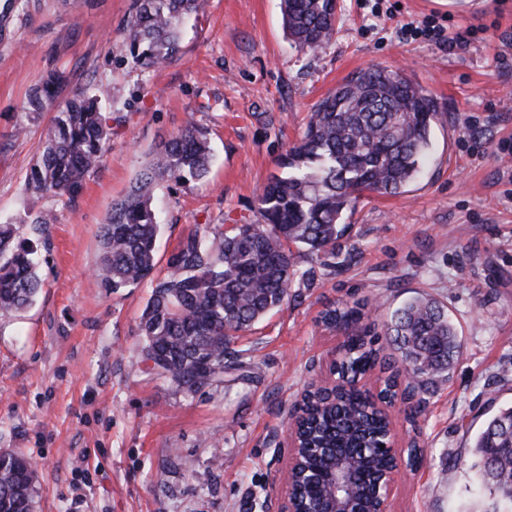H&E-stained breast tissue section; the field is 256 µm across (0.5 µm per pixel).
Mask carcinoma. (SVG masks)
I'll list each match as a JSON object with an SVG mask.
<instances>
[{"mask_svg":"<svg viewBox=\"0 0 512 512\" xmlns=\"http://www.w3.org/2000/svg\"><path fill=\"white\" fill-rule=\"evenodd\" d=\"M205 0H137L133 21L119 46L145 68L159 67L181 51L185 18ZM288 38L304 52L326 48L336 32L337 0H280ZM64 72L54 71L27 95L25 110L37 114L65 91ZM106 91L76 93L65 99L39 147L25 191L33 199L74 196L84 177L109 149L112 113L104 111ZM437 114L432 96L421 86L384 68L361 70L340 83L310 113L304 136L280 160L286 169L273 177L256 200L257 221L198 224L170 254L165 274L154 277L161 224L152 207L162 180L183 183L207 175L210 147L206 133L188 122L168 138L139 172L135 185L100 225L101 254L94 273L115 292L148 280L151 295L141 314V362L183 393L224 381L229 346L288 299L297 277L292 248L311 254L336 246L363 192L396 196L422 171ZM37 242L20 224H0V315L33 304L44 282L36 260ZM359 303H344L322 316L329 328L348 329L363 319ZM397 353L379 361L377 333L370 327L352 334L336 364L337 379L350 388L339 401L323 404L305 396L301 425L311 448L308 464L326 468L333 454L356 460L354 484L370 488L372 475L389 464L381 448L387 421L367 405L359 379L377 363L387 373L382 392L396 386L401 370H411L408 397L420 415L423 387L449 375L460 354L457 330L436 301L416 298L385 324ZM493 416L478 434L480 487L512 505V468L500 419ZM0 512H37L35 469L20 451H0Z\"/></svg>","mask_w":512,"mask_h":512,"instance_id":"1","label":"carcinoma"}]
</instances>
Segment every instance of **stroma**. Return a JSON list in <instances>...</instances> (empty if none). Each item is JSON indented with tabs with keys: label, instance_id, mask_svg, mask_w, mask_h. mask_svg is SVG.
Here are the masks:
<instances>
[{
	"label": "stroma",
	"instance_id": "stroma-1",
	"mask_svg": "<svg viewBox=\"0 0 512 512\" xmlns=\"http://www.w3.org/2000/svg\"><path fill=\"white\" fill-rule=\"evenodd\" d=\"M320 52L286 38L280 0H207L182 48L152 69L116 47L136 0H0V223L53 221L42 237L44 287L0 317V448L37 465L38 512H263L280 496L289 412L329 379L345 333L320 316L365 303L382 330L412 297L441 301L462 355L428 385L424 413L391 409L402 474L390 512H500L477 490L474 439L512 407V0H381L396 18L365 29L356 0ZM450 15L465 48L399 40L398 21ZM371 67L425 88L438 115L419 179L397 196L364 194L335 250L297 252L287 301L231 346L224 379L175 391L141 362L140 315L151 285L106 291L92 273L99 227L150 153L187 122L208 132L209 173L154 191L157 273L198 224L254 219L277 162L313 106ZM65 72L73 91L110 90V147L74 198L30 200L25 182L57 104L23 109L29 90ZM418 442L423 459L408 464Z\"/></svg>",
	"mask_w": 512,
	"mask_h": 512
}]
</instances>
